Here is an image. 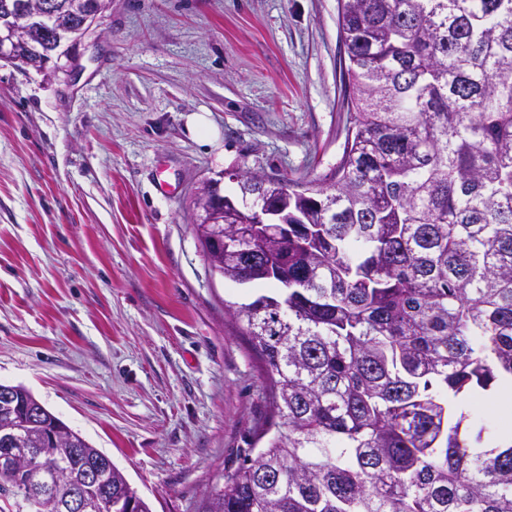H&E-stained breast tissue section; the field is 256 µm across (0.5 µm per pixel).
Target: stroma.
<instances>
[{"mask_svg":"<svg viewBox=\"0 0 512 512\" xmlns=\"http://www.w3.org/2000/svg\"><path fill=\"white\" fill-rule=\"evenodd\" d=\"M339 0H109L63 74L0 61V381L26 385L153 512H199L267 380L192 201L250 170L319 181L350 114ZM207 114L201 144L188 125ZM176 196L161 195L162 176Z\"/></svg>","mask_w":512,"mask_h":512,"instance_id":"35a3bbf8","label":"stroma"}]
</instances>
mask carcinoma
Segmentation results:
<instances>
[{
	"mask_svg": "<svg viewBox=\"0 0 512 512\" xmlns=\"http://www.w3.org/2000/svg\"><path fill=\"white\" fill-rule=\"evenodd\" d=\"M18 47L53 51L75 0ZM350 127L323 182L246 172L224 196L213 270L277 291L228 306L267 377L265 440L206 492L202 512H512V439L480 448L476 390L512 376V0H343ZM0 409V501L33 476L79 475L44 424ZM90 512L151 505L112 470Z\"/></svg>",
	"mask_w": 512,
	"mask_h": 512,
	"instance_id": "obj_1",
	"label": "carcinoma"
}]
</instances>
